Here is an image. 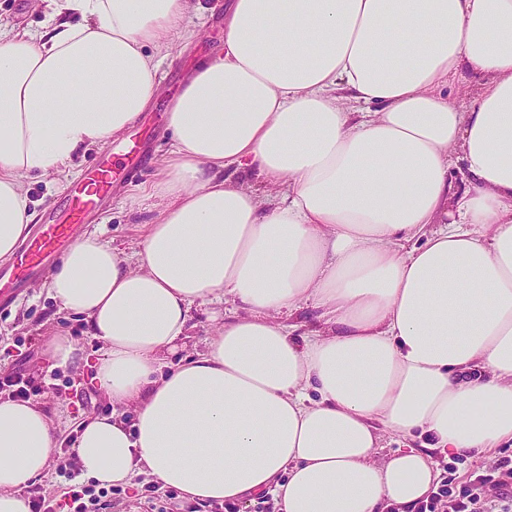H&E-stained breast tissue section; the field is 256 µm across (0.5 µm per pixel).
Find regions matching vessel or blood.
Segmentation results:
<instances>
[{"mask_svg":"<svg viewBox=\"0 0 512 512\" xmlns=\"http://www.w3.org/2000/svg\"><path fill=\"white\" fill-rule=\"evenodd\" d=\"M112 172L111 161H101L83 180L67 189L63 208L36 227L24 248L16 254L9 271L0 273V305L13 299L22 279L44 271L59 249L100 209L112 192Z\"/></svg>","mask_w":512,"mask_h":512,"instance_id":"obj_1","label":"vessel or blood"}]
</instances>
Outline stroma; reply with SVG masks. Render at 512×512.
Returning <instances> with one entry per match:
<instances>
[{
	"instance_id": "stroma-1",
	"label": "stroma",
	"mask_w": 512,
	"mask_h": 512,
	"mask_svg": "<svg viewBox=\"0 0 512 512\" xmlns=\"http://www.w3.org/2000/svg\"><path fill=\"white\" fill-rule=\"evenodd\" d=\"M227 0H207L209 9L203 16L188 17L180 33L173 35L170 47L160 64V91L141 119L119 139L109 143L113 153H121L133 141L145 144L147 163L142 167H123L124 177L110 201L82 234L96 233L116 240L127 251H135L144 224L157 215L154 200L145 198L143 189L157 169L159 160L171 147L167 112L187 73L196 60L214 54L224 43V6ZM51 12L50 0H0V27L42 30ZM93 149L81 160L70 177L23 179V187L35 213V223L46 221L49 207L62 202L66 189L81 180L91 162L100 156ZM43 277L29 279L12 305L0 308V378L19 375L37 388L36 402L44 405L59 432L57 457L72 461L73 440L81 420L111 411L109 400L92 382L91 363L102 354L100 343L87 334L82 316L60 309L43 286ZM77 341L90 361L88 367L48 370L46 344L55 334ZM100 512H226L225 507H198L181 498L173 489H150L148 482L135 481L121 487L118 494L103 498Z\"/></svg>"
}]
</instances>
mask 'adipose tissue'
<instances>
[{"label":"adipose tissue","mask_w":512,"mask_h":512,"mask_svg":"<svg viewBox=\"0 0 512 512\" xmlns=\"http://www.w3.org/2000/svg\"><path fill=\"white\" fill-rule=\"evenodd\" d=\"M51 2L49 31L0 33L4 262L34 219L22 177L70 174L120 136L159 92L158 54L205 11ZM464 70L480 80L466 110L443 93ZM167 123L138 249L83 236L47 283L100 341L112 403L80 426L78 480L413 512L438 474L415 449L379 458L382 431L453 456L512 441V0H231ZM227 298L238 312L168 365L196 307ZM308 303L315 328L278 322ZM58 446L39 404L0 399V512H29Z\"/></svg>","instance_id":"obj_1"}]
</instances>
